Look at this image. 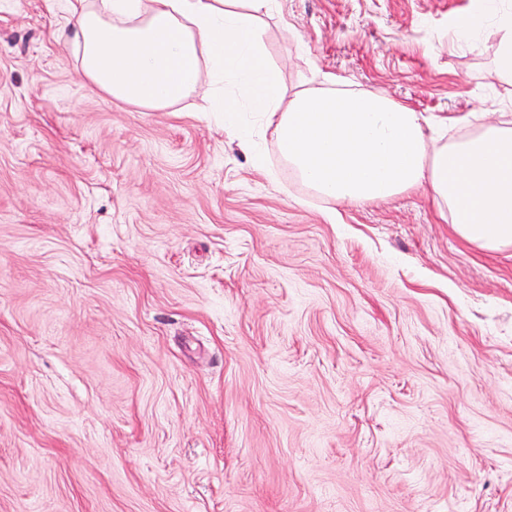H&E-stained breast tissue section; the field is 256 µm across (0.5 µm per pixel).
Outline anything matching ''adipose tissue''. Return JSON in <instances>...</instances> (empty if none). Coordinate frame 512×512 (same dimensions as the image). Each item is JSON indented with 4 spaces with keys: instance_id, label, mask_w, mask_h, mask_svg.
<instances>
[{
    "instance_id": "1",
    "label": "adipose tissue",
    "mask_w": 512,
    "mask_h": 512,
    "mask_svg": "<svg viewBox=\"0 0 512 512\" xmlns=\"http://www.w3.org/2000/svg\"><path fill=\"white\" fill-rule=\"evenodd\" d=\"M64 35L81 47L83 75L112 99L162 111L196 93L209 75L207 109L234 128L259 113L281 157L329 203L378 202L427 188L456 235L479 250L512 248V100L480 125L443 139L444 119L345 87L335 76L285 93L265 47L278 0H62ZM477 0L449 32L470 41L486 21L495 68L512 81V14Z\"/></svg>"
}]
</instances>
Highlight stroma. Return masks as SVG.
Returning <instances> with one entry per match:
<instances>
[{
    "label": "stroma",
    "instance_id": "1",
    "mask_svg": "<svg viewBox=\"0 0 512 512\" xmlns=\"http://www.w3.org/2000/svg\"><path fill=\"white\" fill-rule=\"evenodd\" d=\"M295 90L333 74L490 121L473 0H279ZM58 0H0V512H512V250L426 190L330 206L258 117L86 79Z\"/></svg>",
    "mask_w": 512,
    "mask_h": 512
}]
</instances>
